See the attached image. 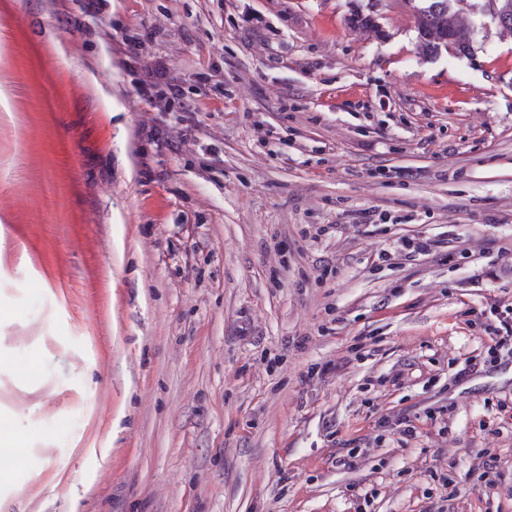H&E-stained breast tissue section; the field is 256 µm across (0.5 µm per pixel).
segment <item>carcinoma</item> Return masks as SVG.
Instances as JSON below:
<instances>
[{
	"label": "carcinoma",
	"mask_w": 512,
	"mask_h": 512,
	"mask_svg": "<svg viewBox=\"0 0 512 512\" xmlns=\"http://www.w3.org/2000/svg\"><path fill=\"white\" fill-rule=\"evenodd\" d=\"M463 0H421L413 6L416 28L423 51L436 54L441 48H453L458 53L470 50L473 28L451 3Z\"/></svg>",
	"instance_id": "carcinoma-1"
}]
</instances>
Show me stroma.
I'll list each match as a JSON object with an SVG mask.
<instances>
[{
    "instance_id": "obj_1",
    "label": "stroma",
    "mask_w": 512,
    "mask_h": 512,
    "mask_svg": "<svg viewBox=\"0 0 512 512\" xmlns=\"http://www.w3.org/2000/svg\"><path fill=\"white\" fill-rule=\"evenodd\" d=\"M104 2L0 0V512H512L478 317L512 304V33L480 0L433 55L406 0ZM159 60L187 111L136 94ZM418 236L466 255L375 264Z\"/></svg>"
}]
</instances>
